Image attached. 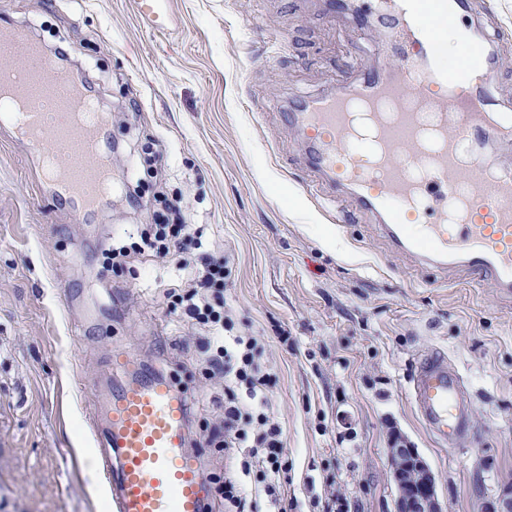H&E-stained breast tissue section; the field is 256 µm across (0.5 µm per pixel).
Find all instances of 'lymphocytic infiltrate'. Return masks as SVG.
I'll use <instances>...</instances> for the list:
<instances>
[{
    "label": "lymphocytic infiltrate",
    "mask_w": 512,
    "mask_h": 512,
    "mask_svg": "<svg viewBox=\"0 0 512 512\" xmlns=\"http://www.w3.org/2000/svg\"><path fill=\"white\" fill-rule=\"evenodd\" d=\"M160 205L158 230L142 232L134 250L113 249L108 257L111 265L122 264L132 252L164 259L172 250L198 244L201 232L183 221L179 199L165 197ZM230 275L227 261L214 257L191 269L164 296L168 312L199 331L197 346L208 376L224 382V423L213 432V443L255 458L259 464L255 479L263 483L282 468L283 433L267 411L264 387L268 375L258 361L256 339L232 333L233 319L224 307V287Z\"/></svg>",
    "instance_id": "lymphocytic-infiltrate-1"
}]
</instances>
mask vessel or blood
Segmentation results:
<instances>
[{
    "label": "vessel or blood",
    "instance_id": "1",
    "mask_svg": "<svg viewBox=\"0 0 512 512\" xmlns=\"http://www.w3.org/2000/svg\"><path fill=\"white\" fill-rule=\"evenodd\" d=\"M390 20L391 63L357 86L309 96L288 120L299 126L308 166L328 203L376 217L396 253L437 268L464 269L512 294V171L484 149L512 141V110L488 90L497 67L478 48L455 69L441 67L432 16L470 11L468 0H369ZM57 96L76 122L47 124L36 101ZM0 125L32 149L46 183L93 210L112 167L99 140L102 114L55 71L25 29L0 26ZM411 394L434 439L465 436L472 409L447 358L420 356ZM184 397L162 376H135L107 407L101 469L112 512H205L200 463L187 450Z\"/></svg>",
    "mask_w": 512,
    "mask_h": 512
}]
</instances>
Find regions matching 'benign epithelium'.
Here are the masks:
<instances>
[{"instance_id":"benign-epithelium-1","label":"benign epithelium","mask_w":512,"mask_h":512,"mask_svg":"<svg viewBox=\"0 0 512 512\" xmlns=\"http://www.w3.org/2000/svg\"><path fill=\"white\" fill-rule=\"evenodd\" d=\"M396 489V512H443L435 477L428 464L411 445L389 449Z\"/></svg>"}]
</instances>
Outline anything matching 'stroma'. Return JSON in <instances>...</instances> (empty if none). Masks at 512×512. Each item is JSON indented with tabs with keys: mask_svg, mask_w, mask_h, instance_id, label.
Wrapping results in <instances>:
<instances>
[{
	"mask_svg": "<svg viewBox=\"0 0 512 512\" xmlns=\"http://www.w3.org/2000/svg\"><path fill=\"white\" fill-rule=\"evenodd\" d=\"M512 98V0H471ZM107 113L121 176L94 217L58 202L27 148L0 127V512H104L93 476L96 409L134 353L166 374L189 412L203 478L252 477L207 443L224 387L205 374L196 334L162 305L178 257L104 271L152 210L126 194L180 197L202 226L191 259L224 254L235 331L258 338L284 437L278 501L260 512H394L388 436L424 458L444 512H485L512 487V296L391 251L374 219L326 208L287 124L305 96L374 73L386 30L364 43L353 14L318 0H169L163 27L136 0H0ZM447 356L472 404V431L444 444L422 426L414 359Z\"/></svg>",
	"mask_w": 512,
	"mask_h": 512,
	"instance_id": "1",
	"label": "stroma"
}]
</instances>
